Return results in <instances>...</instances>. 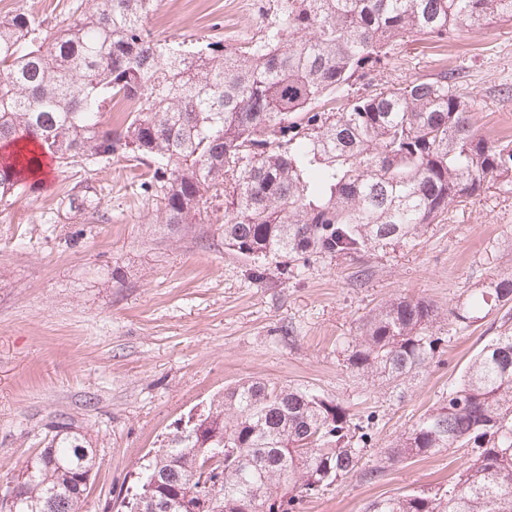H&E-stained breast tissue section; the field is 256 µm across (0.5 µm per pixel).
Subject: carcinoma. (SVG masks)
<instances>
[{"instance_id":"cac0c4a2","label":"carcinoma","mask_w":512,"mask_h":512,"mask_svg":"<svg viewBox=\"0 0 512 512\" xmlns=\"http://www.w3.org/2000/svg\"><path fill=\"white\" fill-rule=\"evenodd\" d=\"M158 0H97L50 32L23 6L0 15V145L36 142L81 165L129 155L153 167L157 223L217 224L224 246L288 276L314 254L356 256L407 243L494 183L512 193V141L479 136L452 76L358 95L337 111L328 95L386 64L410 34L446 42L462 26L512 21V0H281L267 34L197 51L155 39ZM135 105L125 124L107 105ZM35 158L0 155V203L25 187ZM512 303V275L451 311L468 326ZM438 316L424 299L373 310L348 365L398 389L433 359ZM368 433L344 407L299 387L246 380L224 391L186 435L173 432L144 468L170 512H292L348 479ZM471 449L458 480L371 501L365 512H512V328L470 361L448 397L390 445L403 463ZM95 449L58 422L12 481L15 512H86Z\"/></svg>"}]
</instances>
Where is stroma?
<instances>
[{
  "mask_svg": "<svg viewBox=\"0 0 512 512\" xmlns=\"http://www.w3.org/2000/svg\"><path fill=\"white\" fill-rule=\"evenodd\" d=\"M93 0H26L57 29ZM278 0H159L156 39L195 49L265 34ZM443 71L470 106L478 134L512 139V21L462 27L448 42L394 46L384 68L351 95ZM147 166L122 154L82 166L51 162L45 177L0 205V486L16 479L66 417L96 450L87 512H127L126 495L174 425L207 411L247 379L313 390L366 427L353 477L296 512H364L370 501L457 479L469 449L387 464L395 437L447 397L512 303L469 326L450 311L496 277L512 275V194L496 187L453 208L413 243L362 258L312 256L288 276L252 279V261L224 248L217 225L153 221ZM92 200L71 208L70 198ZM433 303V360L405 386L372 385L351 371L363 317L387 300ZM375 479H367L370 470Z\"/></svg>",
  "mask_w": 512,
  "mask_h": 512,
  "instance_id": "35a3bbf8",
  "label": "stroma"
}]
</instances>
